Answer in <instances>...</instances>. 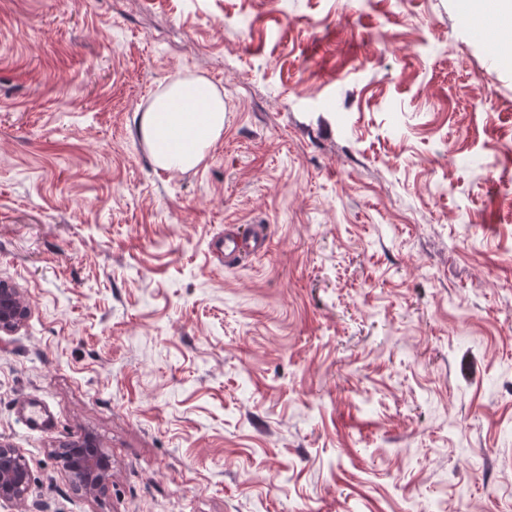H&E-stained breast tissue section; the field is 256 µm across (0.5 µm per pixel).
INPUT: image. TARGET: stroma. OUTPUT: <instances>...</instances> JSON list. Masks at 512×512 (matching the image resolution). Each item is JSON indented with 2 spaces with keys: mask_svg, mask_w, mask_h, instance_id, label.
<instances>
[{
  "mask_svg": "<svg viewBox=\"0 0 512 512\" xmlns=\"http://www.w3.org/2000/svg\"><path fill=\"white\" fill-rule=\"evenodd\" d=\"M186 76L228 112L166 171L138 116ZM1 278L0 512H512V6L0 0ZM267 240L268 233L265 224H249L240 237L224 238L225 266L236 265L245 256L261 252L266 247ZM29 305L14 283L0 280V333L21 329L29 316ZM94 439L85 437L59 456V464L71 483L87 498H94L112 477V462ZM31 475L24 455L18 448L0 441V499L23 504L27 500Z\"/></svg>",
  "mask_w": 512,
  "mask_h": 512,
  "instance_id": "1",
  "label": "stroma"
}]
</instances>
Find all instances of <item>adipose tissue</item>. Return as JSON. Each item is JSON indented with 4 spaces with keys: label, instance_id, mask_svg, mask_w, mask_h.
<instances>
[{
    "label": "adipose tissue",
    "instance_id": "obj_1",
    "mask_svg": "<svg viewBox=\"0 0 512 512\" xmlns=\"http://www.w3.org/2000/svg\"><path fill=\"white\" fill-rule=\"evenodd\" d=\"M224 97L201 77L180 79L157 94L138 121V134L166 170L198 167L224 130Z\"/></svg>",
    "mask_w": 512,
    "mask_h": 512
}]
</instances>
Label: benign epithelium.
I'll list each match as a JSON object with an SVG mask.
<instances>
[{
  "label": "benign epithelium",
  "mask_w": 512,
  "mask_h": 512,
  "mask_svg": "<svg viewBox=\"0 0 512 512\" xmlns=\"http://www.w3.org/2000/svg\"><path fill=\"white\" fill-rule=\"evenodd\" d=\"M29 305L14 283L0 280V333L21 329L29 316ZM59 464L71 483L86 497L94 498L112 477V462L94 439L85 437L59 456ZM31 475L24 455L11 444L0 441V499L23 504L27 500Z\"/></svg>",
  "instance_id": "1"
}]
</instances>
